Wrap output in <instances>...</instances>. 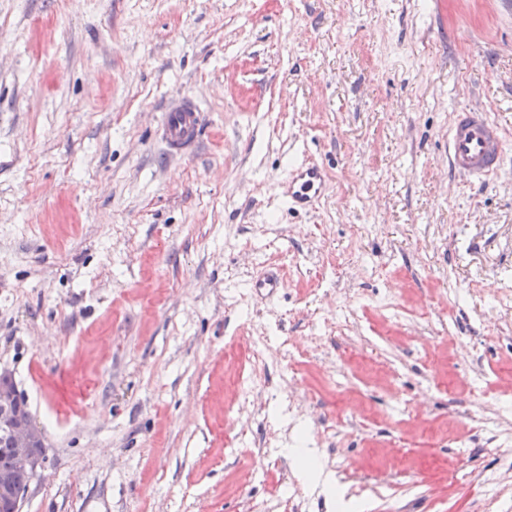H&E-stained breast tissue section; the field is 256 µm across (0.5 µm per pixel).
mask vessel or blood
I'll return each mask as SVG.
<instances>
[{
  "label": "vessel or blood",
  "mask_w": 512,
  "mask_h": 512,
  "mask_svg": "<svg viewBox=\"0 0 512 512\" xmlns=\"http://www.w3.org/2000/svg\"><path fill=\"white\" fill-rule=\"evenodd\" d=\"M204 115L192 98L166 106L159 123V137L169 154L194 147ZM448 156L455 171L472 182L487 183L505 160V145L498 124L487 113L463 108L456 112L448 133ZM325 185V171L308 159L299 160L282 184V194L291 208L307 209L318 200Z\"/></svg>",
  "instance_id": "1"
}]
</instances>
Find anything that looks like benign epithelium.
I'll return each mask as SVG.
<instances>
[{
    "mask_svg": "<svg viewBox=\"0 0 512 512\" xmlns=\"http://www.w3.org/2000/svg\"><path fill=\"white\" fill-rule=\"evenodd\" d=\"M20 402L21 395L17 389L0 386V432L8 436L13 454L27 466L34 477L43 467L44 460L35 456L32 450L45 447V436L31 416L15 411Z\"/></svg>",
    "mask_w": 512,
    "mask_h": 512,
    "instance_id": "1",
    "label": "benign epithelium"
}]
</instances>
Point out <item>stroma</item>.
<instances>
[{
	"label": "stroma",
	"instance_id": "1",
	"mask_svg": "<svg viewBox=\"0 0 512 512\" xmlns=\"http://www.w3.org/2000/svg\"><path fill=\"white\" fill-rule=\"evenodd\" d=\"M206 115L191 151L165 105ZM507 157L448 162L462 108ZM326 184L306 211L296 157ZM284 286L252 283L262 266ZM512 4L0 0V369L24 512H512ZM266 347L243 395L235 351ZM204 123V115L192 98L183 97L166 106L159 123V137L169 154L178 155L194 147ZM448 156L455 171L484 184L505 160V145L498 124L486 112L462 108L448 133ZM324 185L323 167L303 158L288 172L282 184V194L292 209H307L319 199ZM20 402L21 395L16 388L0 386V432L8 436L13 454L27 466L33 478L43 467L44 460L35 456L32 450L35 448L34 453L43 456L45 436L31 415L14 411ZM3 471L12 476L15 486H25L29 482L30 473L14 458L7 442L0 435V472Z\"/></svg>",
	"mask_w": 512,
	"mask_h": 512
}]
</instances>
